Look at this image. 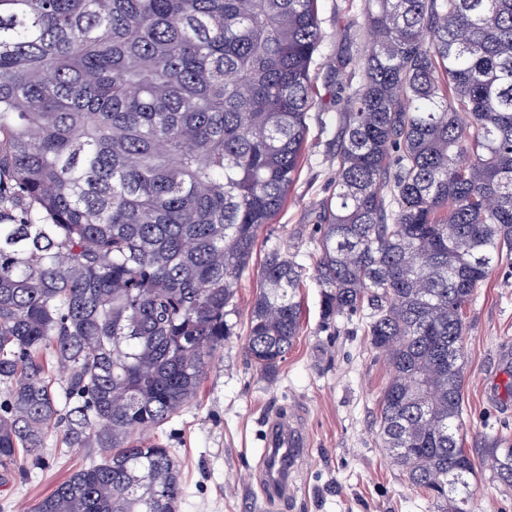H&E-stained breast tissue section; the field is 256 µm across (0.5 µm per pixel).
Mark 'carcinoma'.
Segmentation results:
<instances>
[{
  "mask_svg": "<svg viewBox=\"0 0 512 512\" xmlns=\"http://www.w3.org/2000/svg\"><path fill=\"white\" fill-rule=\"evenodd\" d=\"M363 17L312 278L324 322L371 309L382 443L465 512L463 310L512 253V0H364ZM322 39L317 0H0V483L43 464L53 429L103 449L33 512H179V462L145 434L233 334ZM304 276L279 250L261 269L264 375L299 336ZM482 461L512 488V446Z\"/></svg>",
  "mask_w": 512,
  "mask_h": 512,
  "instance_id": "obj_1",
  "label": "carcinoma"
}]
</instances>
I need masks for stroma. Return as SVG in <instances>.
<instances>
[{"label":"stroma","instance_id":"35a3bbf8","mask_svg":"<svg viewBox=\"0 0 512 512\" xmlns=\"http://www.w3.org/2000/svg\"><path fill=\"white\" fill-rule=\"evenodd\" d=\"M363 0H318L324 33L316 58L306 146L287 201L259 232L248 269L229 306L234 336L209 361L196 401L154 438L181 466L180 512H437L383 448L379 399L389 380L384 354L372 348L362 317L321 318V290H300L302 331L276 376L259 372L246 349L247 322L268 253H289L310 266L322 203L336 165L339 65L354 67L372 40L360 22ZM463 443L471 455L497 437L512 438V254L496 264L464 310ZM285 415L304 434L303 456L289 469L288 493H266V432ZM96 448H69L52 434L45 464L0 486V512H31L75 470L99 459ZM471 512H512V489L477 471Z\"/></svg>","mask_w":512,"mask_h":512}]
</instances>
